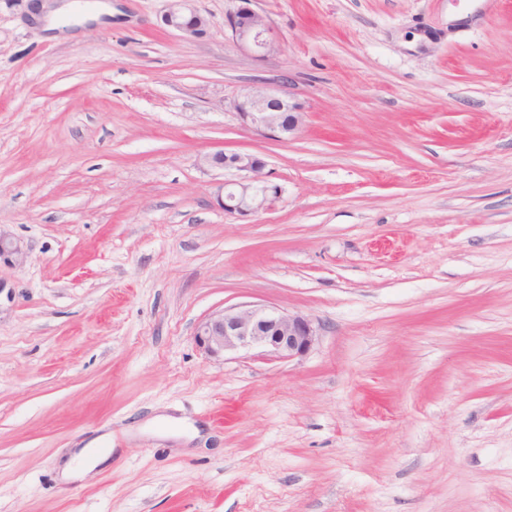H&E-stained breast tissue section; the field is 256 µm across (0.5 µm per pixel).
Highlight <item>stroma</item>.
Returning a JSON list of instances; mask_svg holds the SVG:
<instances>
[{
	"instance_id": "1",
	"label": "stroma",
	"mask_w": 512,
	"mask_h": 512,
	"mask_svg": "<svg viewBox=\"0 0 512 512\" xmlns=\"http://www.w3.org/2000/svg\"><path fill=\"white\" fill-rule=\"evenodd\" d=\"M107 3L51 41L0 0V512H512V0H257L262 61L235 0L195 39ZM254 87L305 104L295 138L241 124ZM217 151L276 206L224 213ZM245 304L314 347L196 345ZM235 1L237 6L224 15V31L254 59L264 60L279 46L272 21L254 8L256 0ZM203 163L210 168L244 173L241 181L218 186L215 198L225 213L247 217L270 209L280 200V188L267 180V164L257 155L218 151L206 154ZM317 336V326L309 316L258 305L216 311L202 319L194 333L197 345L213 357L256 349L264 356L288 361L307 354Z\"/></svg>"
}]
</instances>
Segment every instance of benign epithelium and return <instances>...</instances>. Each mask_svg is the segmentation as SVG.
<instances>
[{
  "mask_svg": "<svg viewBox=\"0 0 512 512\" xmlns=\"http://www.w3.org/2000/svg\"><path fill=\"white\" fill-rule=\"evenodd\" d=\"M165 25L186 37L205 34L209 21L193 5L194 0H167ZM237 6L224 15V31L256 60H263L278 49L271 19L254 8L256 0H236ZM242 123L257 133L288 140L300 130L305 105L285 91L249 90L234 101ZM210 168L234 170L242 180L218 186L217 204L228 214L241 217L266 210L280 200L281 190L267 180L266 162L254 154L218 151L203 157ZM20 263L23 249L0 231V256ZM318 336L315 322L299 312L276 307L244 305L216 311L196 326L194 338L208 355L222 357L228 352L256 349L262 355L291 360L307 354Z\"/></svg>",
  "mask_w": 512,
  "mask_h": 512,
  "instance_id": "1",
  "label": "benign epithelium"
}]
</instances>
